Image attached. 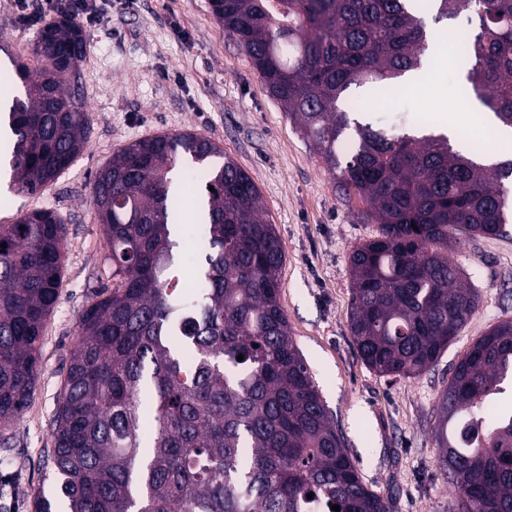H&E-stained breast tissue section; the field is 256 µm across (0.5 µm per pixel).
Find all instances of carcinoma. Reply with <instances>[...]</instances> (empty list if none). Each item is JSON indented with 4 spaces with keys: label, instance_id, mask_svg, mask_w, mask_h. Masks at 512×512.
<instances>
[{
    "label": "carcinoma",
    "instance_id": "1",
    "mask_svg": "<svg viewBox=\"0 0 512 512\" xmlns=\"http://www.w3.org/2000/svg\"><path fill=\"white\" fill-rule=\"evenodd\" d=\"M377 234L349 256L359 356L391 380L437 365L474 313L477 289L448 247L507 235L512 157L485 166L443 132L391 134L341 108L351 87L399 89L421 67L435 21L466 17V89L512 129V0H212ZM82 28L41 32L42 66L16 64L24 93L0 106L13 185L35 194L83 151L90 114L63 79ZM348 150L346 161L337 152ZM182 161L199 186L177 187ZM214 190H209V187ZM203 225L202 262L182 266V199ZM253 179L192 131L135 141L93 178L112 289L78 323L50 463L67 512H389L362 481L280 303L284 250ZM63 219L36 209L0 224V428L30 401L45 322L58 301ZM6 247H1V244ZM243 360H237L238 356ZM512 319L452 367L437 409L440 463L455 512H512ZM313 498H307V494Z\"/></svg>",
    "mask_w": 512,
    "mask_h": 512
}]
</instances>
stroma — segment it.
I'll return each instance as SVG.
<instances>
[{
  "mask_svg": "<svg viewBox=\"0 0 512 512\" xmlns=\"http://www.w3.org/2000/svg\"><path fill=\"white\" fill-rule=\"evenodd\" d=\"M15 0H0V101L19 94L16 63L38 68L40 26H19ZM87 51L66 88L91 126L83 151L44 191L9 189L0 169V224L35 209L65 224L59 299L38 352L33 396L0 429V512H34L37 490L57 492L47 465L51 421L63 397L79 318L111 285L109 248L89 195L112 154L150 136L192 130L213 140L255 181L266 218L285 253L280 303L321 398L363 480L391 512H454L455 494L439 463L436 406L450 368L498 322L512 318V234L466 241L451 257L479 292V304L436 367L388 381L367 368L350 330L349 255L376 232L367 206L346 199L310 144L271 98L251 59L215 18L211 0H112L109 17L81 20ZM418 87L360 114L389 133L466 109L465 73L451 48Z\"/></svg>",
  "mask_w": 512,
  "mask_h": 512,
  "instance_id": "35a3bbf8",
  "label": "stroma"
}]
</instances>
